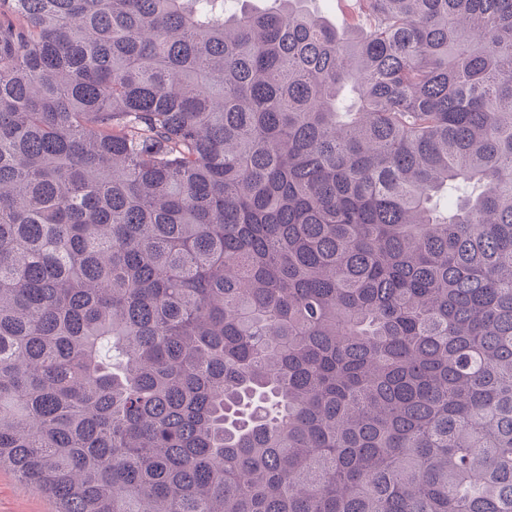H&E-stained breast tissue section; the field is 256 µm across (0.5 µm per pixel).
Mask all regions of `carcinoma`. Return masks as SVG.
<instances>
[{"instance_id": "obj_1", "label": "carcinoma", "mask_w": 512, "mask_h": 512, "mask_svg": "<svg viewBox=\"0 0 512 512\" xmlns=\"http://www.w3.org/2000/svg\"><path fill=\"white\" fill-rule=\"evenodd\" d=\"M0 0V468L55 512H512V0ZM348 3L346 0H312L308 5L329 22L342 27L349 21Z\"/></svg>"}]
</instances>
